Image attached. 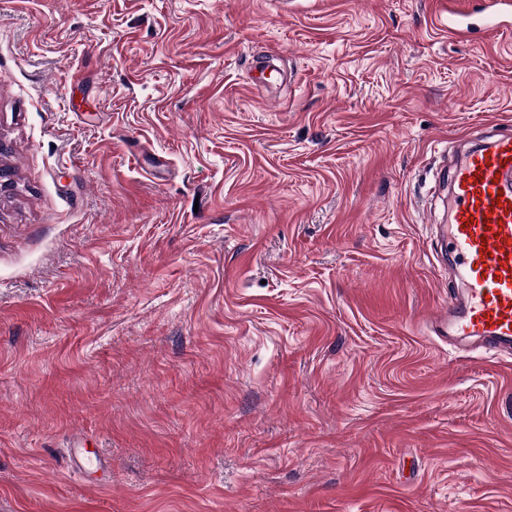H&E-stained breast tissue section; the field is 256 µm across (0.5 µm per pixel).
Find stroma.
I'll use <instances>...</instances> for the list:
<instances>
[{"instance_id": "35a3bbf8", "label": "stroma", "mask_w": 512, "mask_h": 512, "mask_svg": "<svg viewBox=\"0 0 512 512\" xmlns=\"http://www.w3.org/2000/svg\"><path fill=\"white\" fill-rule=\"evenodd\" d=\"M438 10L0 0V512H512V358L428 325L512 24ZM443 7L437 16L439 23L448 31V34L457 38H466L470 33L471 27L465 20H459L453 17L455 13L448 10L446 1L441 2Z\"/></svg>"}]
</instances>
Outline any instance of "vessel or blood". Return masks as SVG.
<instances>
[{
	"mask_svg": "<svg viewBox=\"0 0 512 512\" xmlns=\"http://www.w3.org/2000/svg\"><path fill=\"white\" fill-rule=\"evenodd\" d=\"M483 24L512 22V0H483ZM440 238L463 289L431 318L443 339L512 355V134L497 133L448 174Z\"/></svg>",
	"mask_w": 512,
	"mask_h": 512,
	"instance_id": "obj_1",
	"label": "vessel or blood"
}]
</instances>
